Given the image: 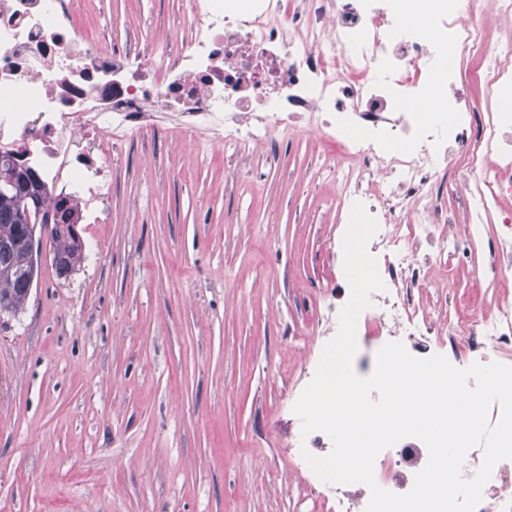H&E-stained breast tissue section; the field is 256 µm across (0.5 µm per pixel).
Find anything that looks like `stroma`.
Wrapping results in <instances>:
<instances>
[{
	"instance_id": "obj_1",
	"label": "stroma",
	"mask_w": 512,
	"mask_h": 512,
	"mask_svg": "<svg viewBox=\"0 0 512 512\" xmlns=\"http://www.w3.org/2000/svg\"><path fill=\"white\" fill-rule=\"evenodd\" d=\"M178 0H82L124 47L172 37ZM315 133L276 158L145 130L112 157L101 224L58 276L41 253L24 310L0 315V512H310L288 401L346 304L347 227ZM447 271L432 307L492 300Z\"/></svg>"
}]
</instances>
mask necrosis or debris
I'll use <instances>...</instances> for the list:
<instances>
[{
    "label": "necrosis or debris",
    "instance_id": "1",
    "mask_svg": "<svg viewBox=\"0 0 512 512\" xmlns=\"http://www.w3.org/2000/svg\"><path fill=\"white\" fill-rule=\"evenodd\" d=\"M78 10V0H0V156L22 154L83 212L108 199L113 149L157 128L159 113L185 137L270 155L291 128L319 129L343 218L360 202L377 223L369 251L385 289L358 316L364 339L459 368L512 366V300L448 315L418 300L450 267L494 288L512 275V113L466 90L491 82L512 96L485 0L417 22L396 0H182L172 58L153 42L129 52L88 39ZM448 53L477 57L465 80L439 77ZM438 79L437 117L404 106ZM450 181L464 201L458 222L439 190ZM427 461L422 441L402 439L377 456L375 481L407 493ZM308 482L316 512H365L366 485ZM476 512H512V459L495 465Z\"/></svg>",
    "mask_w": 512,
    "mask_h": 512
}]
</instances>
